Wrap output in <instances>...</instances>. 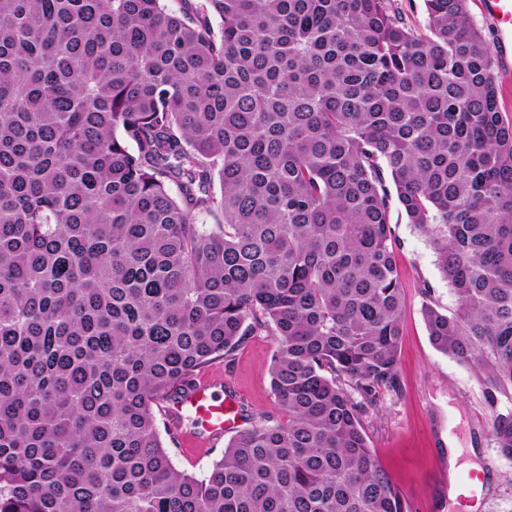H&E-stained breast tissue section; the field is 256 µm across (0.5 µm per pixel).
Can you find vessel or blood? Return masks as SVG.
I'll return each mask as SVG.
<instances>
[{"label":"vessel or blood","mask_w":512,"mask_h":512,"mask_svg":"<svg viewBox=\"0 0 512 512\" xmlns=\"http://www.w3.org/2000/svg\"><path fill=\"white\" fill-rule=\"evenodd\" d=\"M482 11L495 29L494 51L503 70L512 69V0H482ZM212 382L201 380L188 389L178 402L169 404L168 419L174 429H182L186 419H193L199 434L221 440L225 432L238 425V413L232 400L214 404Z\"/></svg>","instance_id":"obj_1"}]
</instances>
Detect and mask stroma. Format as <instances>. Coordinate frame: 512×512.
I'll return each mask as SVG.
<instances>
[{
	"label": "stroma",
	"mask_w": 512,
	"mask_h": 512,
	"mask_svg": "<svg viewBox=\"0 0 512 512\" xmlns=\"http://www.w3.org/2000/svg\"><path fill=\"white\" fill-rule=\"evenodd\" d=\"M391 225L399 243L396 253L405 300L399 357L402 388L385 394L378 412L369 416L370 446L412 512H512V460L500 455L489 437L482 386L472 368L431 345L425 328L424 306L448 313L456 307L455 298L432 249L400 209H393ZM275 349L273 337H249L231 363L208 364L198 376L214 381L219 395L232 396L253 418H279L269 375ZM157 422L182 471L201 473L224 448L223 442L197 437L190 427L175 434L165 415H158ZM452 439L463 450L460 464L474 463L483 470L480 483L459 485L453 500L448 497Z\"/></svg>",
	"instance_id": "1"
}]
</instances>
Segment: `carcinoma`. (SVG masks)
<instances>
[{
	"label": "carcinoma",
	"mask_w": 512,
	"mask_h": 512,
	"mask_svg": "<svg viewBox=\"0 0 512 512\" xmlns=\"http://www.w3.org/2000/svg\"><path fill=\"white\" fill-rule=\"evenodd\" d=\"M0 0V512H411L365 421L423 320L512 459V120L467 0ZM280 408L197 476L154 408L247 337ZM391 11L411 28L425 32L426 8L424 0H390Z\"/></svg>",
	"instance_id": "1"
}]
</instances>
